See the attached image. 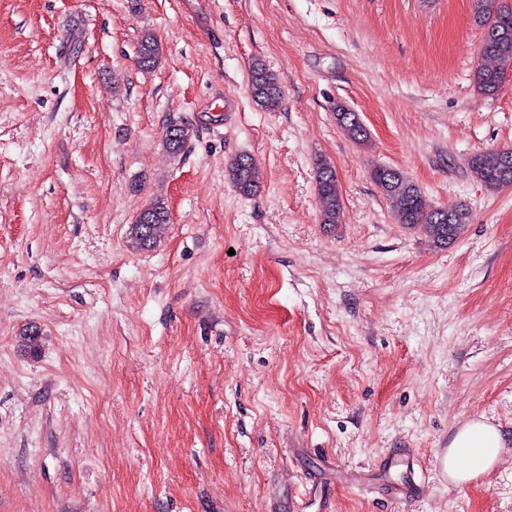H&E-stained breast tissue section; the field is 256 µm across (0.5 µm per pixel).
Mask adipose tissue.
I'll return each mask as SVG.
<instances>
[{
	"mask_svg": "<svg viewBox=\"0 0 512 512\" xmlns=\"http://www.w3.org/2000/svg\"><path fill=\"white\" fill-rule=\"evenodd\" d=\"M506 441L493 424L472 419L460 424L448 446V475L466 482L489 471L505 454Z\"/></svg>",
	"mask_w": 512,
	"mask_h": 512,
	"instance_id": "obj_1",
	"label": "adipose tissue"
}]
</instances>
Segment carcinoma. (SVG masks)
<instances>
[{
    "mask_svg": "<svg viewBox=\"0 0 512 512\" xmlns=\"http://www.w3.org/2000/svg\"><path fill=\"white\" fill-rule=\"evenodd\" d=\"M474 16L483 37L479 47L480 63L474 81L477 90L487 96L498 94L505 71L512 66V5L506 0H474ZM161 47L151 32L142 35L136 62L143 69H152L161 60ZM250 90L256 104L265 111H275L282 104V91L277 75L257 59L250 69ZM336 120L347 135L358 143L368 139V132L358 115L347 107L336 105ZM193 131L183 124H171L165 134V146L171 153L184 149ZM468 166L475 177L489 190L512 185V149L485 150L474 153ZM227 177L236 192L246 198L256 195L262 184V173L255 160L240 154L227 167ZM372 179L389 201L395 217L401 224L421 227L437 248L455 242L469 224L470 214L463 206L427 209L422 189L399 170L379 166L372 171ZM315 182L320 205V223L337 224L342 203L336 172L330 163L316 165ZM170 223L166 206L157 201L135 218L130 226V237L141 248L153 246ZM22 346L32 355L40 350V333L33 325L21 336Z\"/></svg>",
    "mask_w": 512,
    "mask_h": 512,
    "instance_id": "1",
    "label": "carcinoma"
}]
</instances>
